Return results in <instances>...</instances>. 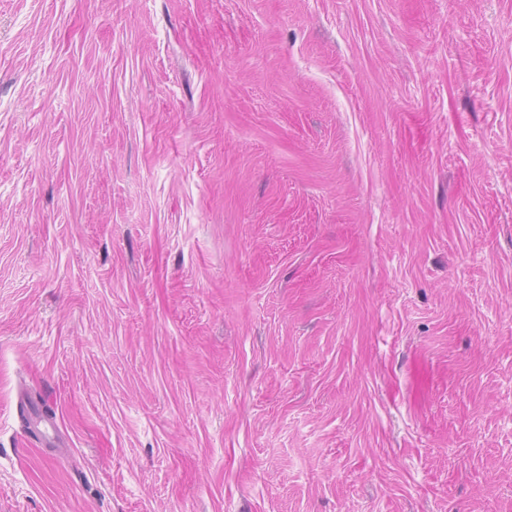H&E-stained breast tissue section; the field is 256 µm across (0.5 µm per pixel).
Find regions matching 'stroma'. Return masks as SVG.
<instances>
[{
    "label": "stroma",
    "instance_id": "obj_1",
    "mask_svg": "<svg viewBox=\"0 0 512 512\" xmlns=\"http://www.w3.org/2000/svg\"><path fill=\"white\" fill-rule=\"evenodd\" d=\"M0 512H512V0H0Z\"/></svg>",
    "mask_w": 512,
    "mask_h": 512
}]
</instances>
